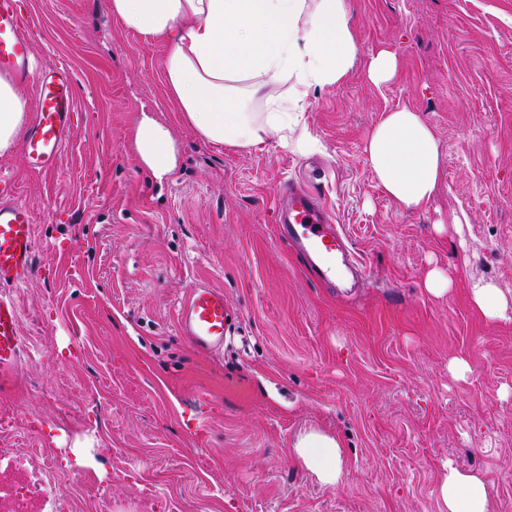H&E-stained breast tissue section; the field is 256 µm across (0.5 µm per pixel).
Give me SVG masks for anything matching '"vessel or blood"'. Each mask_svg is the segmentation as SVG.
Instances as JSON below:
<instances>
[{"mask_svg": "<svg viewBox=\"0 0 512 512\" xmlns=\"http://www.w3.org/2000/svg\"><path fill=\"white\" fill-rule=\"evenodd\" d=\"M19 0H0V73L19 74L28 66L31 46L22 29L26 19ZM36 110L23 144L30 170L49 173L59 164L72 128L76 91L70 71L50 68L35 86ZM280 238L306 259L313 279L328 283L340 270L343 241L333 219L311 189L288 190V212L280 216ZM35 259L34 217L16 200L0 199V285L25 283ZM232 324V312L222 289L198 285L179 310L180 333L196 348L218 351ZM21 355L19 313L14 302L0 297V382L15 374Z\"/></svg>", "mask_w": 512, "mask_h": 512, "instance_id": "obj_1", "label": "vessel or blood"}]
</instances>
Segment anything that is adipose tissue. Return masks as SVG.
<instances>
[{
  "label": "adipose tissue",
  "mask_w": 512,
  "mask_h": 512,
  "mask_svg": "<svg viewBox=\"0 0 512 512\" xmlns=\"http://www.w3.org/2000/svg\"><path fill=\"white\" fill-rule=\"evenodd\" d=\"M129 31L165 40L168 97L184 123L206 143L249 148L271 135L296 146L314 143L297 132L310 88L341 83L359 54L352 0H109ZM280 88L293 106L248 111V101ZM31 105L13 80L0 77V153L13 150L30 121ZM134 144L145 167L163 177L176 165L169 130L146 116ZM363 152L385 194L402 210L423 209L442 175L439 140L421 115L407 108L384 113L367 134ZM473 312L488 321H512V297L491 282L469 289ZM301 465L325 487L347 471L337 436L312 427L292 444ZM439 512H489L492 487L476 470L447 466L437 489Z\"/></svg>",
  "instance_id": "1"
}]
</instances>
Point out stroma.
Masks as SVG:
<instances>
[{
	"label": "stroma",
	"instance_id": "stroma-1",
	"mask_svg": "<svg viewBox=\"0 0 512 512\" xmlns=\"http://www.w3.org/2000/svg\"><path fill=\"white\" fill-rule=\"evenodd\" d=\"M20 5L33 58L20 90L67 69L77 110L54 172H30L19 144L0 154V198L30 207L36 241L33 276L7 291L23 345L0 384V422L19 419L9 447L36 449L90 499L107 488L101 512H437L450 462L483 473L491 512H512V324L476 318L467 298L472 281L512 293V0H353L360 55L340 84L310 90L308 152L202 142L167 96L168 43L126 30L108 0ZM382 49L397 70L376 84L366 65ZM398 107L443 153L417 212L363 153ZM145 115L174 138L160 179L133 146ZM291 180L323 194L368 285L321 287L279 238ZM453 266L462 279L430 295L427 274ZM200 284L234 313L215 354L178 328ZM312 426L347 452L337 486L291 454Z\"/></svg>",
	"mask_w": 512,
	"mask_h": 512
}]
</instances>
